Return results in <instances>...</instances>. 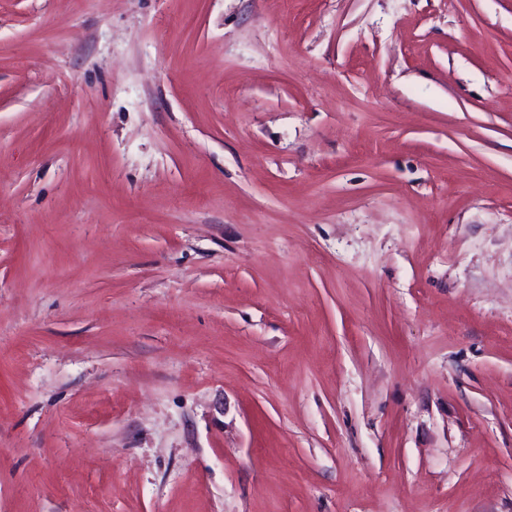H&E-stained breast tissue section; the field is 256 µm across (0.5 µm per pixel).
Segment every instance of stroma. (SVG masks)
Instances as JSON below:
<instances>
[{
	"instance_id": "35a3bbf8",
	"label": "stroma",
	"mask_w": 512,
	"mask_h": 512,
	"mask_svg": "<svg viewBox=\"0 0 512 512\" xmlns=\"http://www.w3.org/2000/svg\"><path fill=\"white\" fill-rule=\"evenodd\" d=\"M0 512H512V0H0Z\"/></svg>"
}]
</instances>
